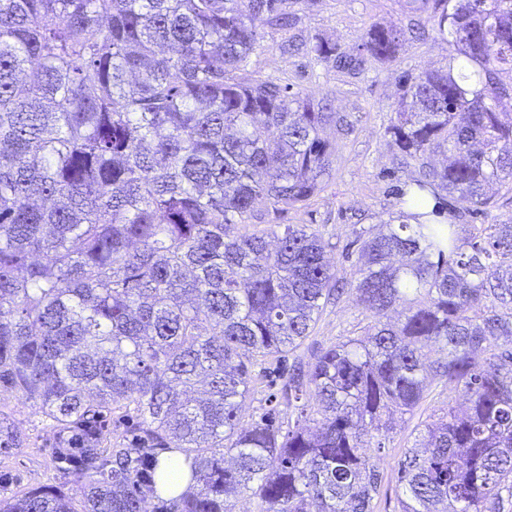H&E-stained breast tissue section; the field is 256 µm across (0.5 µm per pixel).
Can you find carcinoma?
Masks as SVG:
<instances>
[{
  "instance_id": "1",
  "label": "carcinoma",
  "mask_w": 512,
  "mask_h": 512,
  "mask_svg": "<svg viewBox=\"0 0 512 512\" xmlns=\"http://www.w3.org/2000/svg\"><path fill=\"white\" fill-rule=\"evenodd\" d=\"M286 0H0V392L79 429L58 487L0 500V512H147L155 448L182 455L173 508L371 512L380 475L362 449L382 417L419 407L435 382L462 402L400 465L401 512H503L512 500V222L443 224L450 197L491 214L512 197V0H435L448 67L404 86L388 128L421 174L401 190L413 223L362 240L353 291L377 322L295 361L288 425L243 423L253 361L294 353L338 282L309 224L247 230L321 187L336 113L288 86L233 81ZM403 32L375 26L365 54L388 61ZM437 154L441 164L431 163ZM400 309L397 321L385 320ZM448 351L425 371L431 347ZM316 396V417L302 398ZM134 440L103 433L114 412ZM24 436L0 418V447Z\"/></svg>"
}]
</instances>
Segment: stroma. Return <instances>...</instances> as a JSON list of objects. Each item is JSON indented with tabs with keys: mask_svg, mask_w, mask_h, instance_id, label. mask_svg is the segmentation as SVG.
I'll return each instance as SVG.
<instances>
[{
	"mask_svg": "<svg viewBox=\"0 0 512 512\" xmlns=\"http://www.w3.org/2000/svg\"><path fill=\"white\" fill-rule=\"evenodd\" d=\"M289 22L266 30L247 66L237 78L271 80L328 103L344 119L329 124L323 132L334 148L330 172L320 191L301 207L280 215L283 224H310L328 238L327 258L344 281H352L358 267L354 243L358 237L378 231L381 225L397 223L403 213L399 190L418 172L417 165L400 164L387 133L396 118L404 76L446 67L456 48L435 30L431 14L413 11L406 0H288ZM375 26L400 29L403 45L388 63L368 60L362 70L340 71L319 61L312 51L320 41L336 44L339 51L357 54L366 32ZM291 52H281V44ZM374 315L354 293H346L324 306L301 355L338 342L362 336ZM272 387L264 365H255L246 419H259L269 412L287 418L286 406L272 400ZM448 387H433L411 413L393 417L383 445L365 451L380 473L381 484L373 500V512H400L402 487L400 463L412 446L416 431L437 421L455 402ZM0 416L25 437L19 448H0V498L53 485L78 494L77 484L62 474L55 462L58 430L33 403L16 393L0 394Z\"/></svg>",
	"mask_w": 512,
	"mask_h": 512,
	"instance_id": "35a3bbf8",
	"label": "stroma"
}]
</instances>
